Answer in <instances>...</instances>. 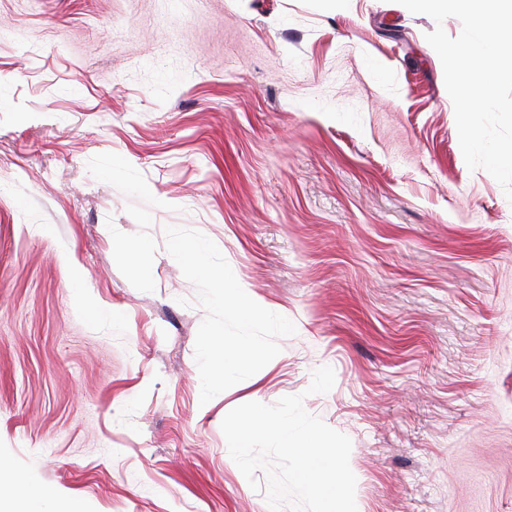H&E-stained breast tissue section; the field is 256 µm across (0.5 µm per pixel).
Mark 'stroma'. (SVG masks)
<instances>
[{
    "mask_svg": "<svg viewBox=\"0 0 512 512\" xmlns=\"http://www.w3.org/2000/svg\"><path fill=\"white\" fill-rule=\"evenodd\" d=\"M396 0H0V483L269 512L221 430L304 394L361 512H512V202ZM198 230L295 335L201 403ZM335 385L308 394L313 370Z\"/></svg>",
    "mask_w": 512,
    "mask_h": 512,
    "instance_id": "35a3bbf8",
    "label": "stroma"
}]
</instances>
